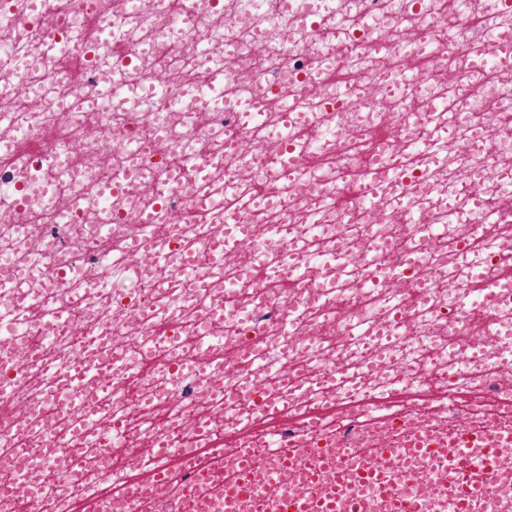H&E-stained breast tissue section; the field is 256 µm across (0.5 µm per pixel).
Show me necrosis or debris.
Listing matches in <instances>:
<instances>
[{
	"label": "necrosis or debris",
	"instance_id": "4bbe7bcc",
	"mask_svg": "<svg viewBox=\"0 0 512 512\" xmlns=\"http://www.w3.org/2000/svg\"><path fill=\"white\" fill-rule=\"evenodd\" d=\"M473 11L0 0V143L46 141L0 164V512H446L409 449L458 428L512 512V0Z\"/></svg>",
	"mask_w": 512,
	"mask_h": 512
}]
</instances>
